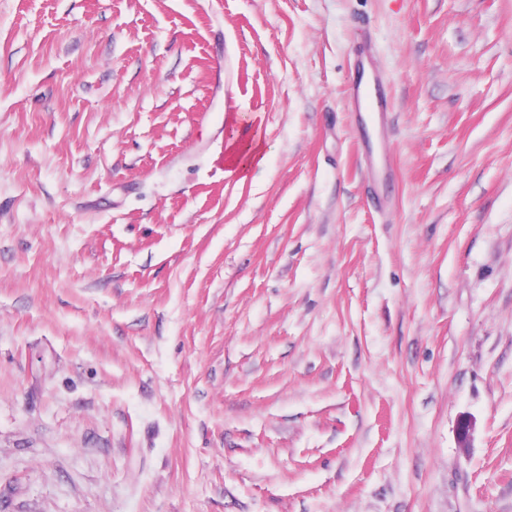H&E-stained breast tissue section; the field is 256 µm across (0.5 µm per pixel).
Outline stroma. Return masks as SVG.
Returning a JSON list of instances; mask_svg holds the SVG:
<instances>
[{
    "instance_id": "stroma-1",
    "label": "stroma",
    "mask_w": 512,
    "mask_h": 512,
    "mask_svg": "<svg viewBox=\"0 0 512 512\" xmlns=\"http://www.w3.org/2000/svg\"><path fill=\"white\" fill-rule=\"evenodd\" d=\"M0 512H512V0H0ZM362 105L366 119L370 124L379 122L383 128L388 124V113L390 108L389 98L385 91L368 90L362 97ZM267 157L268 153L261 140L240 141L234 134L228 140L225 153L226 164L236 169L244 179L252 169L264 166Z\"/></svg>"
}]
</instances>
